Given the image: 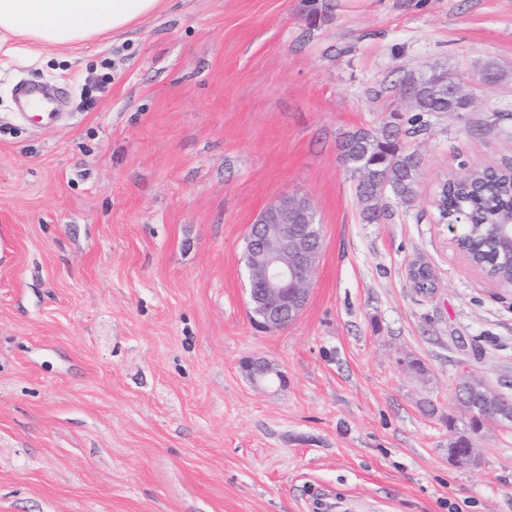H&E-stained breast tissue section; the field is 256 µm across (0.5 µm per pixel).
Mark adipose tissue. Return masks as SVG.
<instances>
[{
    "mask_svg": "<svg viewBox=\"0 0 512 512\" xmlns=\"http://www.w3.org/2000/svg\"><path fill=\"white\" fill-rule=\"evenodd\" d=\"M161 0H0V61L123 33L155 13Z\"/></svg>",
    "mask_w": 512,
    "mask_h": 512,
    "instance_id": "obj_1",
    "label": "adipose tissue"
}]
</instances>
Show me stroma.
<instances>
[{
  "label": "stroma",
  "mask_w": 512,
  "mask_h": 512,
  "mask_svg": "<svg viewBox=\"0 0 512 512\" xmlns=\"http://www.w3.org/2000/svg\"><path fill=\"white\" fill-rule=\"evenodd\" d=\"M441 71L468 110L403 136L415 197L361 223L344 135ZM21 81L63 99L55 126L19 118ZM509 162L512 0H163L129 33L1 61L0 512H512V428L472 430L456 396L470 377L512 397V288L433 206ZM289 197L323 248L300 315L266 331L242 250ZM253 358L286 386L251 383ZM457 436L477 464L449 459Z\"/></svg>",
  "instance_id": "1"
}]
</instances>
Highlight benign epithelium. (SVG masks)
I'll return each instance as SVG.
<instances>
[{"mask_svg":"<svg viewBox=\"0 0 512 512\" xmlns=\"http://www.w3.org/2000/svg\"><path fill=\"white\" fill-rule=\"evenodd\" d=\"M315 230L309 202L295 197L270 205L250 225L244 245V276L257 326L269 330L284 328L305 307L310 278L322 248L321 236ZM245 372L254 384H285L284 375L264 360L247 361ZM492 420L511 428L512 401L496 399ZM455 443L456 464L477 463V450L469 438L459 436Z\"/></svg>","mask_w":512,"mask_h":512,"instance_id":"benign-epithelium-1","label":"benign epithelium"}]
</instances>
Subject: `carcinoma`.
I'll list each match as a JSON object with an SVG mask.
<instances>
[{"label":"carcinoma","mask_w":512,"mask_h":512,"mask_svg":"<svg viewBox=\"0 0 512 512\" xmlns=\"http://www.w3.org/2000/svg\"><path fill=\"white\" fill-rule=\"evenodd\" d=\"M455 80L441 73L410 83L414 113L399 125L387 123L376 131L356 130L344 136L341 159L358 178L356 194L362 204L361 220L374 224L383 217L379 185L394 196L409 201L415 195L420 161L400 147V134H413L424 126V116L436 112H463L467 99L450 95ZM512 208V174L507 171L470 173L465 180L452 179L441 191L439 220L452 221L468 214L475 223L459 236L472 261L488 275L504 283L512 281V269L504 261L498 240V225Z\"/></svg>","instance_id":"obj_1"}]
</instances>
